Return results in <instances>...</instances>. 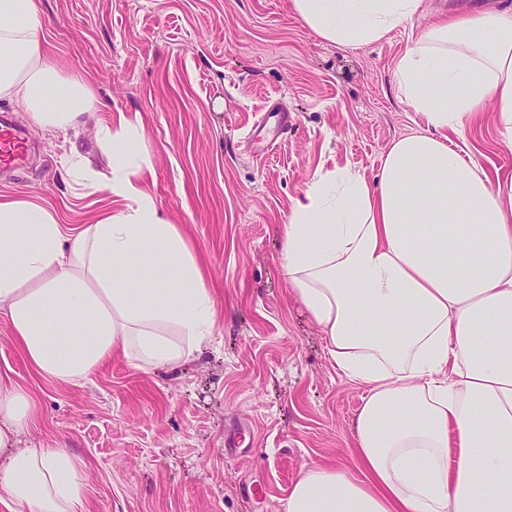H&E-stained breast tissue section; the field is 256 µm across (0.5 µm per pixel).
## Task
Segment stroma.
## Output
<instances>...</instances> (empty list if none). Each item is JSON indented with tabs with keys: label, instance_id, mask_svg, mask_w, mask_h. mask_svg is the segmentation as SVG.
Here are the masks:
<instances>
[{
	"label": "stroma",
	"instance_id": "35a3bbf8",
	"mask_svg": "<svg viewBox=\"0 0 512 512\" xmlns=\"http://www.w3.org/2000/svg\"><path fill=\"white\" fill-rule=\"evenodd\" d=\"M485 3L425 0L413 24L356 48L319 38L290 0H40L49 50L89 80L103 107L85 126L32 128L0 195L29 196L78 230L120 203L74 181L66 163L107 159L95 127L140 122L142 187L192 246L215 302L207 348L179 367L139 369L123 355L77 384L30 379L0 316V366L31 381L41 418L24 445L83 462L86 512H282L307 469L353 465L363 388L331 360L280 267L281 229L319 174L374 179L390 143L426 131L406 101L399 58L418 29ZM489 173L512 174L493 108L467 133Z\"/></svg>",
	"mask_w": 512,
	"mask_h": 512
}]
</instances>
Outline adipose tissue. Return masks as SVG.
Here are the masks:
<instances>
[{"instance_id": "obj_1", "label": "adipose tissue", "mask_w": 512, "mask_h": 512, "mask_svg": "<svg viewBox=\"0 0 512 512\" xmlns=\"http://www.w3.org/2000/svg\"><path fill=\"white\" fill-rule=\"evenodd\" d=\"M328 43L358 47L412 23L425 0H291ZM397 77L427 132L392 142L377 183L320 175L282 227V275L344 375L363 386L356 470L308 469L283 512H512V176L491 179L464 137L493 104L512 148V9L422 30ZM0 99L65 130L99 111L64 73L37 0H0ZM108 169L88 186L122 200L79 232L30 198L0 197V315L34 376L86 379L113 353L139 369L203 353L214 299L191 247L140 183V125L98 124ZM31 389L0 368V512H85L83 464L24 447Z\"/></svg>"}]
</instances>
